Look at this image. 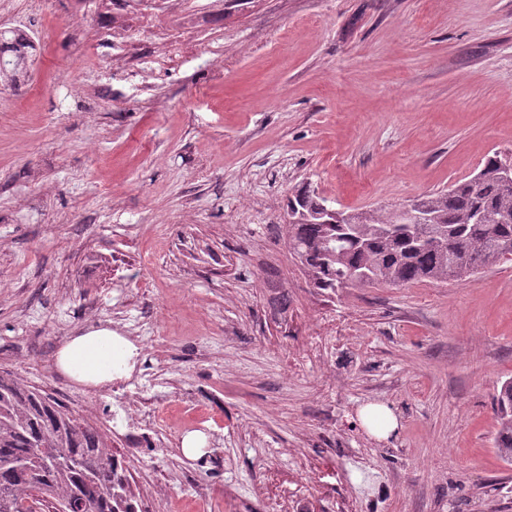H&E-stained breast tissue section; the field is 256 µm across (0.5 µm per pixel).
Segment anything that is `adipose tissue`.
<instances>
[{
	"label": "adipose tissue",
	"instance_id": "obj_1",
	"mask_svg": "<svg viewBox=\"0 0 512 512\" xmlns=\"http://www.w3.org/2000/svg\"><path fill=\"white\" fill-rule=\"evenodd\" d=\"M139 354L132 341L100 328L68 338L57 351L54 366L73 381L97 389L124 378Z\"/></svg>",
	"mask_w": 512,
	"mask_h": 512
}]
</instances>
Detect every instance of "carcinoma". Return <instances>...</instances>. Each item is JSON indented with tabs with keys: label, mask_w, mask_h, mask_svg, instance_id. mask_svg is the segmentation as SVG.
I'll use <instances>...</instances> for the list:
<instances>
[{
	"label": "carcinoma",
	"mask_w": 512,
	"mask_h": 512,
	"mask_svg": "<svg viewBox=\"0 0 512 512\" xmlns=\"http://www.w3.org/2000/svg\"><path fill=\"white\" fill-rule=\"evenodd\" d=\"M499 162L495 152L479 176L418 197L433 216L418 232L382 208L339 224L293 225L289 238L313 287L334 291L341 273L347 288L460 280L512 262V186L498 176ZM495 401L494 448L512 462V378ZM45 499L82 512H140L124 460L104 433L0 374V512H32Z\"/></svg>",
	"instance_id": "carcinoma-1"
}]
</instances>
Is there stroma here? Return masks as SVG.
Returning <instances> with one entry per match:
<instances>
[{
	"label": "stroma",
	"instance_id": "1",
	"mask_svg": "<svg viewBox=\"0 0 512 512\" xmlns=\"http://www.w3.org/2000/svg\"><path fill=\"white\" fill-rule=\"evenodd\" d=\"M39 2L0 0L1 36L52 35L0 76V372L155 512H512V263L322 291L285 226L305 185L385 208L512 157V0ZM91 327L142 348L104 389L54 367ZM499 428L494 437L497 455L512 462V378L505 380L495 396ZM360 415L368 431L380 438L387 437L398 425L395 415L385 406L368 405L361 410Z\"/></svg>",
	"mask_w": 512,
	"mask_h": 512
}]
</instances>
